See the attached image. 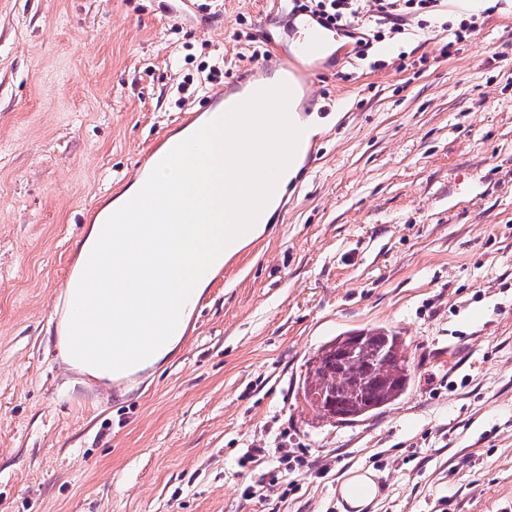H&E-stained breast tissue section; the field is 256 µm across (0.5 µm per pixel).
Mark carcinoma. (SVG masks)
<instances>
[{
  "mask_svg": "<svg viewBox=\"0 0 512 512\" xmlns=\"http://www.w3.org/2000/svg\"><path fill=\"white\" fill-rule=\"evenodd\" d=\"M367 335L369 345L351 357L339 360L325 353L306 369L302 390L310 407H316L311 390L334 393L351 408L362 407L368 396L387 406L404 394L411 374L402 337L383 328Z\"/></svg>",
  "mask_w": 512,
  "mask_h": 512,
  "instance_id": "obj_1",
  "label": "carcinoma"
}]
</instances>
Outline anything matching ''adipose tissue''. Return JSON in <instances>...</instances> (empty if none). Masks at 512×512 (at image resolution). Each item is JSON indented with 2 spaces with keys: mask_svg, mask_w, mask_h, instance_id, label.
Instances as JSON below:
<instances>
[{
  "mask_svg": "<svg viewBox=\"0 0 512 512\" xmlns=\"http://www.w3.org/2000/svg\"><path fill=\"white\" fill-rule=\"evenodd\" d=\"M144 195L142 185L136 184L107 207L109 213L125 215L127 233L121 246L112 244V225L87 227L72 286L65 293L59 358L76 374L103 385L152 369L175 351L179 336L157 344L147 335L156 311L177 303L185 314L193 312L173 273L190 259L187 247L195 241L194 229L186 227L182 246H175L159 225L149 223L141 205ZM265 195L259 173L231 185L224 214L205 229V255L213 268L221 267L225 254L246 245L236 225L249 203ZM338 492L351 512H363L379 494L376 475L370 470L349 472Z\"/></svg>",
  "mask_w": 512,
  "mask_h": 512,
  "instance_id": "obj_1",
  "label": "adipose tissue"
}]
</instances>
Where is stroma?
I'll use <instances>...</instances> for the list:
<instances>
[{
	"label": "stroma",
	"mask_w": 512,
	"mask_h": 512,
	"mask_svg": "<svg viewBox=\"0 0 512 512\" xmlns=\"http://www.w3.org/2000/svg\"><path fill=\"white\" fill-rule=\"evenodd\" d=\"M265 2L0 0V512H342L341 480L365 469L366 512H512V0L447 56L452 0L370 59L346 40L313 63V156L174 354L121 386L58 357L94 212L256 67L265 19L293 46ZM375 327L405 341L406 392L321 417L307 361ZM179 143L180 142L170 141L167 134H165L157 145L146 153L145 158L135 166L133 173L134 181H139L143 178L145 164L149 158L152 160V163H159Z\"/></svg>",
	"instance_id": "1"
}]
</instances>
